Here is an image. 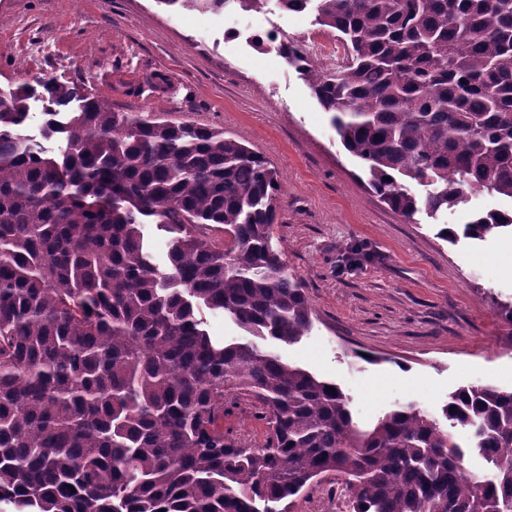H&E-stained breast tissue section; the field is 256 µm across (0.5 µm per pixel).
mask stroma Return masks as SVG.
I'll list each match as a JSON object with an SVG mask.
<instances>
[{
  "label": "stroma",
  "instance_id": "stroma-1",
  "mask_svg": "<svg viewBox=\"0 0 512 512\" xmlns=\"http://www.w3.org/2000/svg\"><path fill=\"white\" fill-rule=\"evenodd\" d=\"M272 30L325 35L312 11L278 0L219 14L159 0H0V88L56 79L118 112L223 129L267 158L283 190L273 242L313 312L300 341L269 347L336 382L359 429L403 402L437 416L459 387H512V329L498 315L512 303V234L437 235L505 201L472 192L462 207L409 220L390 209L267 40ZM342 501L330 474L293 512H342Z\"/></svg>",
  "mask_w": 512,
  "mask_h": 512
}]
</instances>
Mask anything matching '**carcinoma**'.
<instances>
[{
    "label": "carcinoma",
    "mask_w": 512,
    "mask_h": 512,
    "mask_svg": "<svg viewBox=\"0 0 512 512\" xmlns=\"http://www.w3.org/2000/svg\"><path fill=\"white\" fill-rule=\"evenodd\" d=\"M231 1L260 4L158 0L211 12ZM280 4L314 5L344 45L332 69L297 41L278 54L384 203L410 219L469 191L512 199V0ZM36 97L45 136L65 135L60 158L24 133ZM281 195L275 167L222 129L114 112L53 79L0 101V505L291 512L334 473L348 512H512V389H456L445 426L408 402L361 431L338 384L253 341L211 339L204 307L285 344L312 326L273 244ZM147 222L170 234L164 271ZM506 229L512 210H488L438 235ZM242 399L265 423L259 446L224 431ZM472 453L488 474L467 468Z\"/></svg>",
    "instance_id": "obj_1"
}]
</instances>
